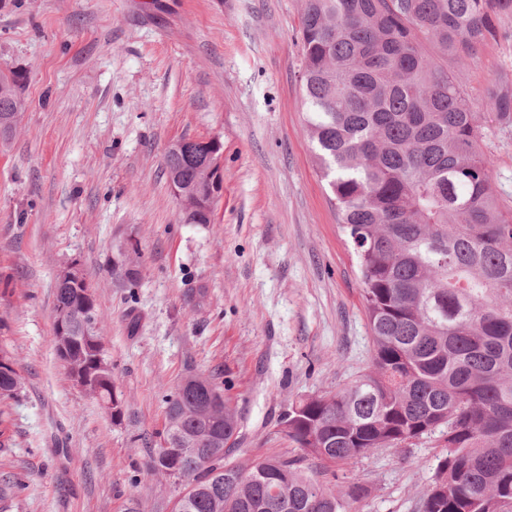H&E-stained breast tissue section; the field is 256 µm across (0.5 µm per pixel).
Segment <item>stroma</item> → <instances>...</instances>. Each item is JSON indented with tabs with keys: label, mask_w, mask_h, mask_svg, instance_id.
Here are the masks:
<instances>
[{
	"label": "stroma",
	"mask_w": 512,
	"mask_h": 512,
	"mask_svg": "<svg viewBox=\"0 0 512 512\" xmlns=\"http://www.w3.org/2000/svg\"><path fill=\"white\" fill-rule=\"evenodd\" d=\"M303 0H0V68L29 75L0 140V349L22 377L0 408V512H172L152 474L165 397L212 381L239 420L230 462L296 457L279 425L292 400L342 387L373 349L358 260L305 129ZM474 102L512 78V37L457 70ZM220 140L223 191L187 224L164 166L182 139ZM483 151L512 210V130ZM134 234L135 282L112 247ZM95 290L124 416L72 383L52 342L58 270ZM437 441L336 468L368 493L358 512H419Z\"/></svg>",
	"instance_id": "stroma-1"
}]
</instances>
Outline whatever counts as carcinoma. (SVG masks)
Returning <instances> with one entry per match:
<instances>
[{
    "instance_id": "1",
    "label": "carcinoma",
    "mask_w": 512,
    "mask_h": 512,
    "mask_svg": "<svg viewBox=\"0 0 512 512\" xmlns=\"http://www.w3.org/2000/svg\"><path fill=\"white\" fill-rule=\"evenodd\" d=\"M512 0H304L306 125L357 253L373 350L371 369L334 392L294 400L288 438L328 475L377 449L440 435L441 457L421 512H512V215L493 193L482 111L512 127V82L493 78L481 105L453 65L498 34ZM24 71H0V138L24 107ZM168 176L199 183L191 154H166ZM55 306L99 312L93 285L56 282ZM112 396V370L82 342L72 353ZM20 376L0 375V399ZM202 377L167 400L163 441L202 436ZM236 435L229 408L215 423ZM300 458L238 467L202 444L150 471L194 482L182 512H355L367 489L331 487Z\"/></svg>"
}]
</instances>
